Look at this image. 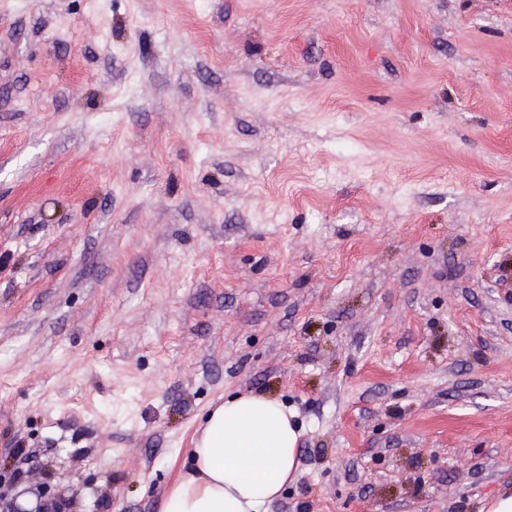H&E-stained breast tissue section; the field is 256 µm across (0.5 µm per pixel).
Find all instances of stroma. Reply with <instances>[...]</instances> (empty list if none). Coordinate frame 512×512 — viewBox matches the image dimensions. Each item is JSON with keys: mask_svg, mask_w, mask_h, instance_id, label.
<instances>
[{"mask_svg": "<svg viewBox=\"0 0 512 512\" xmlns=\"http://www.w3.org/2000/svg\"><path fill=\"white\" fill-rule=\"evenodd\" d=\"M237 394L266 512L512 488V0H0V474L163 512Z\"/></svg>", "mask_w": 512, "mask_h": 512, "instance_id": "1", "label": "stroma"}]
</instances>
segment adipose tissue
<instances>
[{
    "label": "adipose tissue",
    "instance_id": "adipose-tissue-1",
    "mask_svg": "<svg viewBox=\"0 0 512 512\" xmlns=\"http://www.w3.org/2000/svg\"><path fill=\"white\" fill-rule=\"evenodd\" d=\"M301 429L282 402L233 395L208 417L191 450V472L164 512H264L298 468Z\"/></svg>",
    "mask_w": 512,
    "mask_h": 512
}]
</instances>
